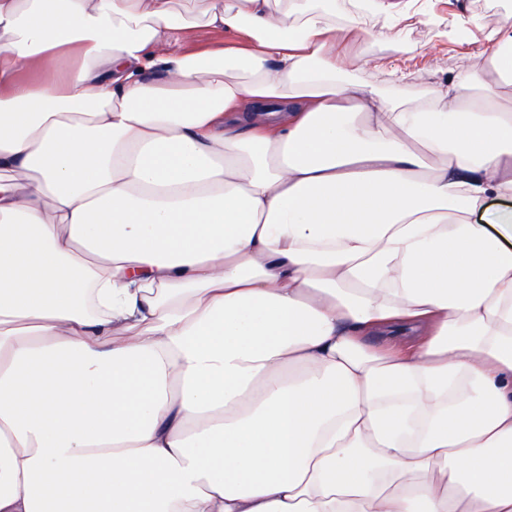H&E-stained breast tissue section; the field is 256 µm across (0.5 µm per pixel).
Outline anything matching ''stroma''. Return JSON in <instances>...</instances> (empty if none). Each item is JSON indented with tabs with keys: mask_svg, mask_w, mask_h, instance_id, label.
I'll return each instance as SVG.
<instances>
[{
	"mask_svg": "<svg viewBox=\"0 0 512 512\" xmlns=\"http://www.w3.org/2000/svg\"><path fill=\"white\" fill-rule=\"evenodd\" d=\"M416 6L421 12L420 19L403 30L400 40L405 50L398 55L399 65L414 71V78L386 83L370 70L351 71V78L379 84L387 96L411 101L446 80L461 63L482 69L477 44L445 39L437 27L446 21H494L500 14L512 11V0H416Z\"/></svg>",
	"mask_w": 512,
	"mask_h": 512,
	"instance_id": "stroma-1",
	"label": "stroma"
}]
</instances>
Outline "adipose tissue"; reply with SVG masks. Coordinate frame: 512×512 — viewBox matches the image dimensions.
I'll list each match as a JSON object with an SVG mask.
<instances>
[{
	"instance_id": "ef3b65f1",
	"label": "adipose tissue",
	"mask_w": 512,
	"mask_h": 512,
	"mask_svg": "<svg viewBox=\"0 0 512 512\" xmlns=\"http://www.w3.org/2000/svg\"><path fill=\"white\" fill-rule=\"evenodd\" d=\"M364 16L0 0V512H512V15L415 103Z\"/></svg>"
}]
</instances>
